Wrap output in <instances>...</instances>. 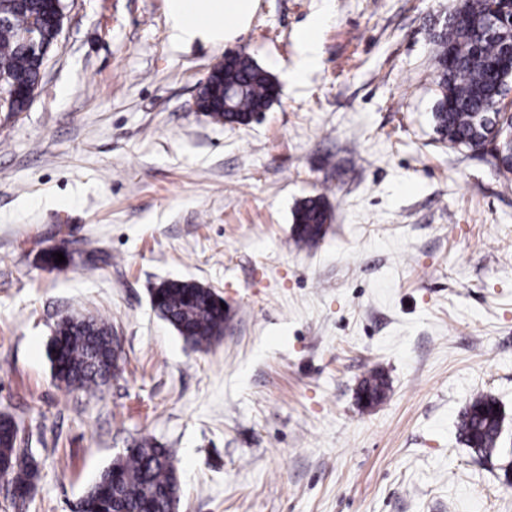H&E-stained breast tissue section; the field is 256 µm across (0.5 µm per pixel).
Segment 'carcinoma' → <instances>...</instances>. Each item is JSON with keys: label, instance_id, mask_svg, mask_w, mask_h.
<instances>
[{"label": "carcinoma", "instance_id": "1", "mask_svg": "<svg viewBox=\"0 0 512 512\" xmlns=\"http://www.w3.org/2000/svg\"><path fill=\"white\" fill-rule=\"evenodd\" d=\"M489 0H457L447 26L433 33L438 69V97L434 106L436 131L453 147L473 151L480 147L496 112L503 89V72L496 69L512 47V28L486 24ZM54 5L48 0H0V91L37 90L40 64L34 47L18 33L28 31L44 48L54 46ZM238 90L234 109L204 98L207 115L217 122L247 124L251 114L267 111L278 82L252 57L217 74ZM328 209L319 198L308 199L294 212L295 242L310 245L326 233ZM151 295L159 297L158 312L187 342L204 348L224 333L223 298L195 282L171 279L159 283ZM112 327L91 316H67L54 329L50 358L54 378L70 392L94 394L120 372L112 360ZM363 390L369 401H381L384 379L374 374ZM496 401L485 395L471 399L458 420V433L479 456L496 450L502 428ZM21 428L9 413H0V460L7 464V482L25 497L39 477L35 458L21 447ZM86 512H176L180 479L171 449L143 439L104 468L82 497Z\"/></svg>", "mask_w": 512, "mask_h": 512}]
</instances>
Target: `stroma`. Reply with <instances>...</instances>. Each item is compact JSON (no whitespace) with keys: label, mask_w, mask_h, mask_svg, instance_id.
Returning a JSON list of instances; mask_svg holds the SVG:
<instances>
[{"label":"stroma","mask_w":512,"mask_h":512,"mask_svg":"<svg viewBox=\"0 0 512 512\" xmlns=\"http://www.w3.org/2000/svg\"><path fill=\"white\" fill-rule=\"evenodd\" d=\"M63 2L27 110L0 112V412L40 470L0 512H72L143 438L174 452L178 512H512V174L435 130L453 0H258L234 39L184 45L167 0ZM238 51L280 95L230 126L194 100ZM316 197L327 232L297 248ZM167 279L223 298L208 349L153 310ZM70 315L122 344L93 395L52 376ZM478 394L502 415L488 458L457 431ZM329 213L320 198L305 200L294 212L295 242L310 245L318 242L326 233Z\"/></svg>","instance_id":"obj_1"}]
</instances>
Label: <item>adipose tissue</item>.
Returning <instances> with one entry per match:
<instances>
[{"instance_id": "obj_1", "label": "adipose tissue", "mask_w": 512, "mask_h": 512, "mask_svg": "<svg viewBox=\"0 0 512 512\" xmlns=\"http://www.w3.org/2000/svg\"><path fill=\"white\" fill-rule=\"evenodd\" d=\"M255 0H168L170 37L185 43L228 41L250 21Z\"/></svg>"}]
</instances>
